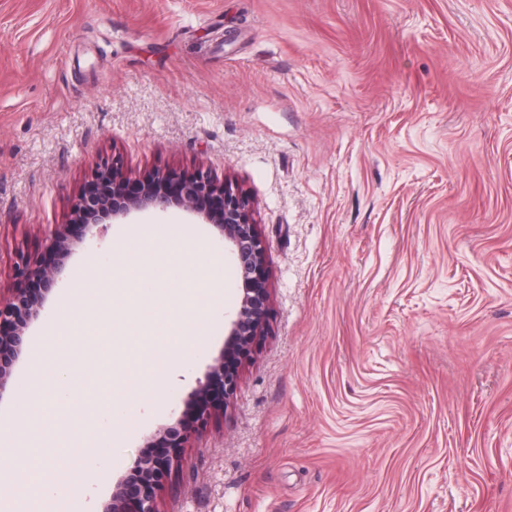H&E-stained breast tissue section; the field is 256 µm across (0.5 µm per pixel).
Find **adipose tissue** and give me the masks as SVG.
Segmentation results:
<instances>
[{"label": "adipose tissue", "instance_id": "1", "mask_svg": "<svg viewBox=\"0 0 512 512\" xmlns=\"http://www.w3.org/2000/svg\"><path fill=\"white\" fill-rule=\"evenodd\" d=\"M89 416V405L74 403L68 416L55 423L50 431L34 430L27 439L14 444L13 456L25 458L28 467L20 472L0 467V512H23L21 506L6 495V486L19 482L34 486L43 481L60 488L59 494L51 498L54 512H74L73 502L66 490L75 484H92V470L80 456L62 473L49 469L48 464L55 459L57 449L83 447L89 435Z\"/></svg>", "mask_w": 512, "mask_h": 512}]
</instances>
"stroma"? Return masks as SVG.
Returning a JSON list of instances; mask_svg holds the SVG:
<instances>
[{
    "mask_svg": "<svg viewBox=\"0 0 512 512\" xmlns=\"http://www.w3.org/2000/svg\"><path fill=\"white\" fill-rule=\"evenodd\" d=\"M202 168L246 190L273 318L222 415L181 449L160 512H512V0H0V297L92 168ZM137 225L187 228L179 282L222 289L204 348L156 403L112 404L156 344L107 320L79 398L101 512L224 348L242 278L178 209L90 229L0 393L26 438L36 348Z\"/></svg>",
    "mask_w": 512,
    "mask_h": 512,
    "instance_id": "stroma-1",
    "label": "stroma"
}]
</instances>
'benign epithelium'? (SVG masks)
I'll list each match as a JSON object with an SVG mask.
<instances>
[{
	"instance_id": "1",
	"label": "benign epithelium",
	"mask_w": 512,
	"mask_h": 512,
	"mask_svg": "<svg viewBox=\"0 0 512 512\" xmlns=\"http://www.w3.org/2000/svg\"><path fill=\"white\" fill-rule=\"evenodd\" d=\"M183 210L212 225L224 239V251L236 263L243 279L240 305L224 327V352L215 359L206 375L191 393L203 402L194 418L182 416L177 426L164 430L170 451L138 458L121 480L102 512H159L157 492L170 474L176 449L184 447L195 428L224 411L207 402L216 389L227 400L234 395L240 379V366L257 341L265 335L271 317L269 274L266 250L258 224L253 218L252 196L228 181H217L209 171L192 173L155 171L143 178L128 175L117 160L103 161L92 170L70 212L68 223L52 230L49 251L53 261L34 263L25 255L15 262V279L35 281L39 291L15 288L8 300L0 301V393L11 369L22 356L25 330L44 309L48 295L74 246L84 238H74L71 228L111 224L133 212Z\"/></svg>"
}]
</instances>
